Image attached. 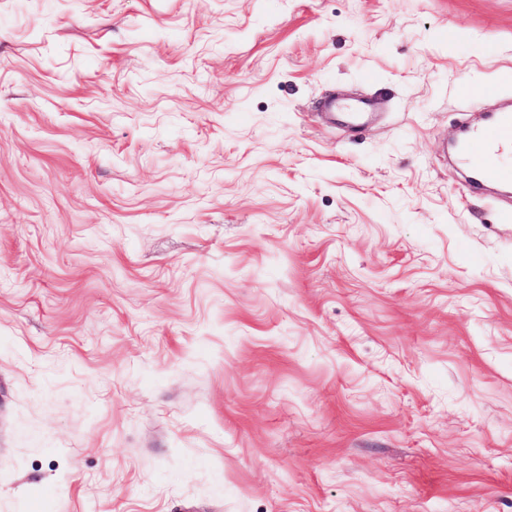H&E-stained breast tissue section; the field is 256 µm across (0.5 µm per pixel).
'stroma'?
Masks as SVG:
<instances>
[{
    "mask_svg": "<svg viewBox=\"0 0 512 512\" xmlns=\"http://www.w3.org/2000/svg\"><path fill=\"white\" fill-rule=\"evenodd\" d=\"M503 99L512 0H0V512H512ZM496 120L472 132L460 154L465 165L476 170L482 181L512 180V110L498 112ZM507 160L506 156L510 157Z\"/></svg>",
    "mask_w": 512,
    "mask_h": 512,
    "instance_id": "1",
    "label": "stroma"
}]
</instances>
